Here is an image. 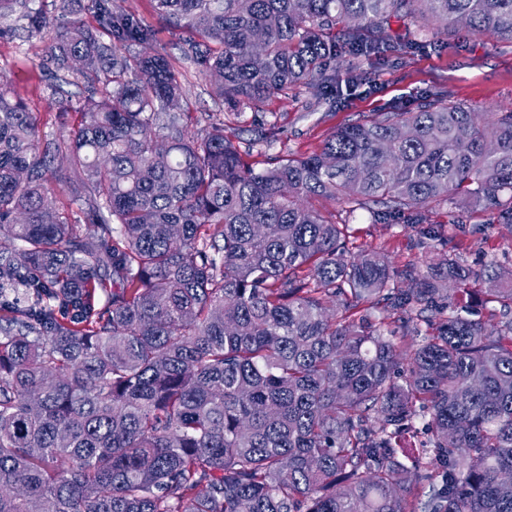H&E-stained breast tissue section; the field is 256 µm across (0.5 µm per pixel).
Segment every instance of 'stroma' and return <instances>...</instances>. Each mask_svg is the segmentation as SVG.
<instances>
[{
    "label": "stroma",
    "mask_w": 512,
    "mask_h": 512,
    "mask_svg": "<svg viewBox=\"0 0 512 512\" xmlns=\"http://www.w3.org/2000/svg\"><path fill=\"white\" fill-rule=\"evenodd\" d=\"M113 8L137 14L154 29L156 39L149 52L178 56L181 31L166 25L153 12L151 0H112ZM404 34L402 24L392 26L395 42L383 62L362 59V81L352 95L333 108H316L319 90L314 86H291L271 96L259 107L228 106L218 108L208 82L193 64H185L191 111L202 117V126L223 123L231 140L246 139L256 125L275 129V153L283 155L310 152L319 148L326 136L368 112L387 106L415 104L422 92L445 88L451 101L463 103L481 112L512 111V42L486 31L474 34L466 30L449 34L447 41L409 52L399 47ZM45 39L20 36L0 40V71L12 81V88L36 113L42 133L57 135L56 115L66 107L64 95L51 93L49 79L40 66ZM314 208L332 215L336 223L351 222L355 245L378 252L393 263L432 252L442 260L443 248L437 242L420 238L408 224H384L367 212L350 214L347 205L324 198L313 199ZM462 254L470 263L495 264L512 268V227L487 223L485 216L474 217L456 231Z\"/></svg>",
    "instance_id": "stroma-1"
}]
</instances>
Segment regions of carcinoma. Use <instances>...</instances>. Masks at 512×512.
I'll return each mask as SVG.
<instances>
[{"label":"carcinoma","mask_w":512,"mask_h":512,"mask_svg":"<svg viewBox=\"0 0 512 512\" xmlns=\"http://www.w3.org/2000/svg\"><path fill=\"white\" fill-rule=\"evenodd\" d=\"M33 3L0 0V39L47 28ZM153 3L177 61L132 51L154 30L112 0L56 33L43 70L84 93L65 137L0 72V512H512V270L453 233L512 226V112L428 91L257 171L193 129L181 67L226 103L315 85L331 107L327 64L381 52L392 21L410 47L512 40V0ZM314 197L422 226L448 284L351 251ZM479 283L496 321L455 310Z\"/></svg>","instance_id":"1"}]
</instances>
